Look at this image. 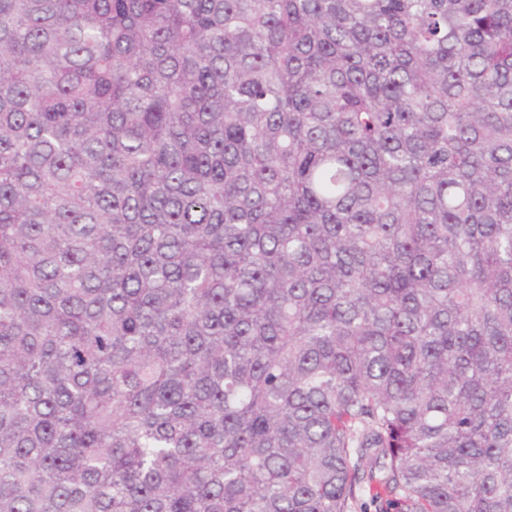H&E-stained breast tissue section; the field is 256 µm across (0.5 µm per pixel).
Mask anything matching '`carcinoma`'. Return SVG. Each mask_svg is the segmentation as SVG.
Segmentation results:
<instances>
[{"label":"carcinoma","mask_w":512,"mask_h":512,"mask_svg":"<svg viewBox=\"0 0 512 512\" xmlns=\"http://www.w3.org/2000/svg\"><path fill=\"white\" fill-rule=\"evenodd\" d=\"M512 512V0H0V512Z\"/></svg>","instance_id":"carcinoma-1"}]
</instances>
